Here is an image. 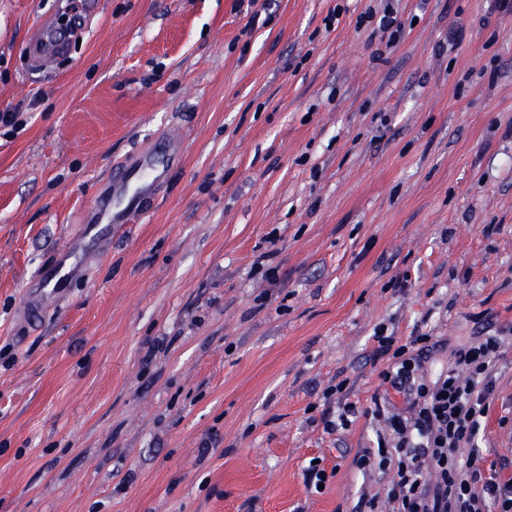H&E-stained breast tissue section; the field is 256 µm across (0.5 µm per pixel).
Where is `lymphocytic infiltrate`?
Instances as JSON below:
<instances>
[{
  "mask_svg": "<svg viewBox=\"0 0 512 512\" xmlns=\"http://www.w3.org/2000/svg\"><path fill=\"white\" fill-rule=\"evenodd\" d=\"M374 339L378 354L391 355L395 364L383 371L384 381L410 397L406 415L385 419L393 446L377 448L380 463L396 466L387 491L393 512H512V479L484 473L478 446L502 338L460 346L453 366L430 384L418 381L417 372L431 336H414L402 345L379 333Z\"/></svg>",
  "mask_w": 512,
  "mask_h": 512,
  "instance_id": "obj_1",
  "label": "lymphocytic infiltrate"
}]
</instances>
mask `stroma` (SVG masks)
<instances>
[{"instance_id": "1", "label": "stroma", "mask_w": 512, "mask_h": 512, "mask_svg": "<svg viewBox=\"0 0 512 512\" xmlns=\"http://www.w3.org/2000/svg\"><path fill=\"white\" fill-rule=\"evenodd\" d=\"M99 2L33 71L61 0H0V112L26 121L0 128V512H389L360 463L374 407L406 406L380 325L446 340L428 382L505 337L479 446L512 459V12L394 0L385 51L357 24L385 0H268L260 28L239 0ZM158 138L159 193L31 320L114 161ZM376 29L382 33V38L387 37V49L393 48L399 41L403 33V24L398 19L397 11H394L389 3L385 5L382 15L379 17ZM49 24V20H40L30 40L29 62L33 67L47 66L50 60L66 51V44L55 35L56 29L49 28L42 34ZM340 395L338 397V415L337 420L339 421V424L336 421L326 419L325 420V429L327 431H335L339 425L342 427H345L350 422L349 416H355L358 413V409L356 404L352 402H344L348 395V384L347 380H342L339 383H337L334 387H329L327 390L323 393L322 398L324 400V405H330L333 399V396Z\"/></svg>"}]
</instances>
